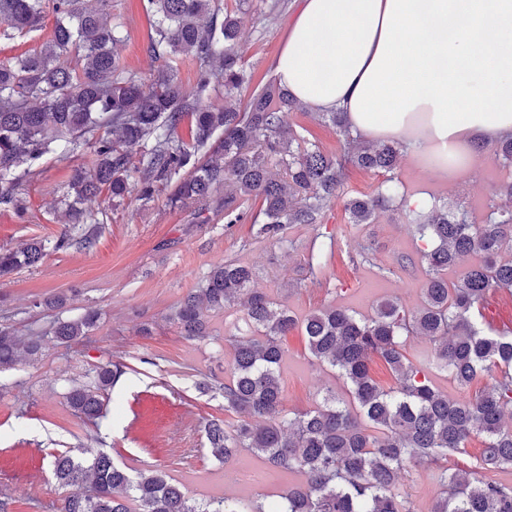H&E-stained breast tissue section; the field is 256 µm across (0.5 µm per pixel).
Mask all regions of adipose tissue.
I'll return each instance as SVG.
<instances>
[{"mask_svg":"<svg viewBox=\"0 0 512 512\" xmlns=\"http://www.w3.org/2000/svg\"><path fill=\"white\" fill-rule=\"evenodd\" d=\"M511 39L512 0H300L274 69L312 111L453 181L512 134Z\"/></svg>","mask_w":512,"mask_h":512,"instance_id":"adipose-tissue-1","label":"adipose tissue"}]
</instances>
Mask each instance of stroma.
Returning <instances> with one entry per match:
<instances>
[{"instance_id": "stroma-1", "label": "stroma", "mask_w": 512, "mask_h": 512, "mask_svg": "<svg viewBox=\"0 0 512 512\" xmlns=\"http://www.w3.org/2000/svg\"><path fill=\"white\" fill-rule=\"evenodd\" d=\"M220 5L238 21L237 49L253 83L268 79L298 0H220ZM112 10L126 22L122 63L153 77L159 65L147 52L152 20L147 0H112ZM288 122L293 130H305L324 153L345 154L343 138L313 112L290 113ZM93 162L90 152L68 159L42 156L36 176L20 188L24 217L0 208V248L32 238L54 240L65 222L68 181L75 169ZM395 174L405 199L441 197L461 206L471 223L482 224L498 187L512 182V165L488 152L474 174L448 184L426 174L407 154ZM382 180V174L348 168L341 196L327 204L319 223L289 225L279 240L259 237L250 223L228 224L217 216L203 221L196 207L171 206L163 194L146 206L132 194L117 204L91 201L86 208L98 237L93 249L51 250L38 266L0 277V326L19 336L44 334L55 318H75L88 307L100 313L84 344L69 350L50 344L38 359L0 372V492L9 512H57L66 492L55 484L46 456L77 446L90 433L98 434V449L116 463L159 469L197 500L224 495L270 501L301 484V474L277 471L249 454L219 464L205 448L203 426L223 417L224 399L200 394L195 384L204 376L223 378L232 357L226 338L242 325L239 309L213 314L204 340L183 338L168 317L214 265L227 261L253 266L258 287L301 317L334 304L369 316L394 296L406 310L418 308L427 264L413 228L397 210L360 225L350 223L344 210L347 199L373 194ZM315 243L334 250L323 272L313 276L305 256ZM361 245L370 246L369 261H351ZM54 294L66 295L65 307L42 308V300ZM283 346L288 412L317 407L330 390L347 398L343 381L313 362L301 331H291ZM108 358L131 370L109 393L106 417L91 425L69 407L68 381ZM402 483L412 493L415 512H431L440 492L435 467L409 466Z\"/></svg>"}]
</instances>
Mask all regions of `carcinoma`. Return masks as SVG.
I'll use <instances>...</instances> for the list:
<instances>
[{"mask_svg":"<svg viewBox=\"0 0 512 512\" xmlns=\"http://www.w3.org/2000/svg\"><path fill=\"white\" fill-rule=\"evenodd\" d=\"M153 17L148 52L166 65L152 79L127 69L117 47L124 22L112 14V0H0V40L43 28L54 18L50 36L32 51L0 64V207L25 213L19 184L36 174L46 153L70 158L89 149V169L68 182L72 224L87 223L79 205L88 198L115 201L132 192L148 203L170 191L174 207L202 204L224 191V223L259 225L257 234L274 238L290 224L318 223L324 206L340 193L348 162L390 174L377 191L347 201L352 224H370L402 199L391 176L401 156L397 141L363 144L350 137L343 112L322 120L348 142L344 160L325 154L298 132L286 133L288 114L298 101L271 78L240 102L250 83L239 57L238 21L221 13L216 0H147ZM197 64L188 88L171 62ZM224 97L220 108L202 103L208 92ZM190 122V140L178 129ZM512 164V137L490 145ZM499 195L508 204L491 206L483 224L465 211L435 200L424 209L402 211L425 243L429 273L421 306L410 312L396 298L381 301L375 314L358 317L329 306L298 319L255 287L253 267L226 262L214 266L203 287L185 295L170 320L181 335L207 336L210 314L231 306L245 312L246 330L229 338L233 347L229 378L202 379L203 395L221 393L227 422L212 418L204 433L212 456L229 464L246 453L279 471L303 475L302 485L277 500L217 497L195 500L155 469L131 474L99 452L81 459L72 449L50 455L56 483L67 489L58 512H413L411 495L400 488L402 471L426 461L439 471L441 495L433 512H512V487L479 477L473 470L448 472V455L466 453L481 439L477 468L512 467V335H487L477 317L492 288H512V183ZM92 234L66 227L52 243L55 251L89 249ZM46 244L31 239L0 250V276L39 264ZM469 255L459 280L448 284L441 272ZM99 313L87 309L75 319L54 321L50 337L20 341L0 329V371L18 360V350L41 354L47 342L70 348L96 327ZM303 331L311 357L338 371L349 386V405L329 390L311 410L288 416L284 409L281 364L283 339ZM428 340L431 361L462 389L480 378L491 383L463 400H451L407 357L403 337ZM394 377L386 389L372 376V358ZM122 361H99L87 381L70 388L73 412L94 425L106 413L108 391L125 374Z\"/></svg>","mask_w":512,"mask_h":512,"instance_id":"obj_1","label":"carcinoma"}]
</instances>
